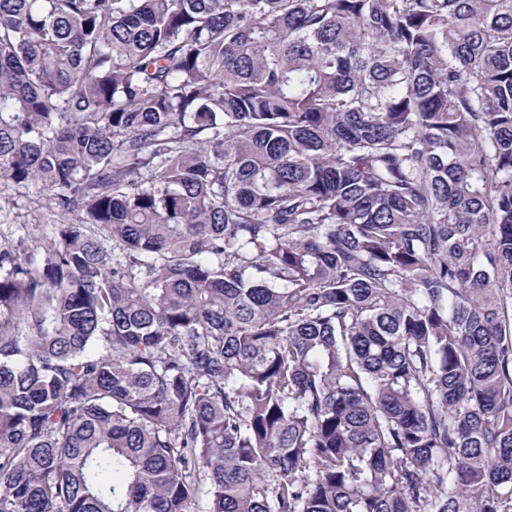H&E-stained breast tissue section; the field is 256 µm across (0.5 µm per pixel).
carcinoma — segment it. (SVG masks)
I'll list each match as a JSON object with an SVG mask.
<instances>
[{
	"mask_svg": "<svg viewBox=\"0 0 512 512\" xmlns=\"http://www.w3.org/2000/svg\"><path fill=\"white\" fill-rule=\"evenodd\" d=\"M0 512H512V0H0ZM64 223L58 211L45 198L35 201V193L0 184V242L24 234V224L36 229L43 224Z\"/></svg>",
	"mask_w": 512,
	"mask_h": 512,
	"instance_id": "obj_1",
	"label": "carcinoma"
}]
</instances>
